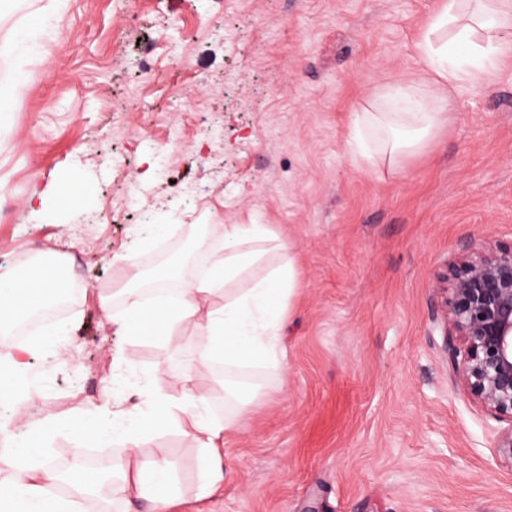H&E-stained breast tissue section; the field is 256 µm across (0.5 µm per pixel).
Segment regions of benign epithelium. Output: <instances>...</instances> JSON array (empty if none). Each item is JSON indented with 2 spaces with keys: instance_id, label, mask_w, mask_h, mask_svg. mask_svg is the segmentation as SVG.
Masks as SVG:
<instances>
[{
  "instance_id": "obj_1",
  "label": "benign epithelium",
  "mask_w": 512,
  "mask_h": 512,
  "mask_svg": "<svg viewBox=\"0 0 512 512\" xmlns=\"http://www.w3.org/2000/svg\"><path fill=\"white\" fill-rule=\"evenodd\" d=\"M435 291L452 383L507 424L495 456L512 466V244L483 245L447 262Z\"/></svg>"
}]
</instances>
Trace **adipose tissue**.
<instances>
[{
    "instance_id": "1",
    "label": "adipose tissue",
    "mask_w": 512,
    "mask_h": 512,
    "mask_svg": "<svg viewBox=\"0 0 512 512\" xmlns=\"http://www.w3.org/2000/svg\"><path fill=\"white\" fill-rule=\"evenodd\" d=\"M50 0L27 23L12 29L0 50L17 56L38 54L52 39ZM417 54L423 76L414 83L386 84L374 111L352 129L357 154L370 165L401 166L444 126L449 94L461 84L491 86L500 62L512 56V0H441L420 32ZM278 237L266 224H227L220 236L201 239L202 260L193 267H163L155 274L135 272L117 294L121 307L108 322L117 336L170 340L184 325L199 338L197 359L224 366V403L233 406L258 394L251 370L280 367L285 357L279 332L285 307L297 287L292 258L256 273L269 243ZM66 290L60 270L51 263L36 271L0 270V334L15 331L33 310L55 303ZM223 293L224 303L210 300ZM33 348L17 343L0 358V407L24 402ZM180 397L148 396L132 406L88 425L49 415L20 438L0 428L8 445L0 455V512H90L85 492L91 485L87 467L73 465L58 474L49 461L54 433L69 432L75 448L109 441L116 447L112 477L123 495L125 512H171L178 503L174 465L167 459H143L139 448L147 434L170 429L191 438L200 450L201 473L194 498H212L224 485L221 447L232 417L215 414L209 397L196 393L188 371H175Z\"/></svg>"
}]
</instances>
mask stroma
<instances>
[{
	"instance_id": "stroma-1",
	"label": "stroma",
	"mask_w": 512,
	"mask_h": 512,
	"mask_svg": "<svg viewBox=\"0 0 512 512\" xmlns=\"http://www.w3.org/2000/svg\"><path fill=\"white\" fill-rule=\"evenodd\" d=\"M438 4L65 0V41L0 57V79L31 74L0 121V266L52 253L71 283L65 353L37 350L36 391L0 409L13 434L48 410L90 418L112 400L178 396L176 368L223 404L189 328L116 336L100 300L128 256L191 262L199 229L267 224L298 275L286 358L251 373L261 392L224 434L223 493L194 501L190 438L145 439V458L176 466L173 512H512L502 425L452 386L435 293L449 258L512 243V58L490 88H458L448 125L402 171L368 166L351 141L382 86L420 77L415 44ZM72 180L88 207L28 212L33 187ZM148 221L178 225L164 252L137 251Z\"/></svg>"
}]
</instances>
